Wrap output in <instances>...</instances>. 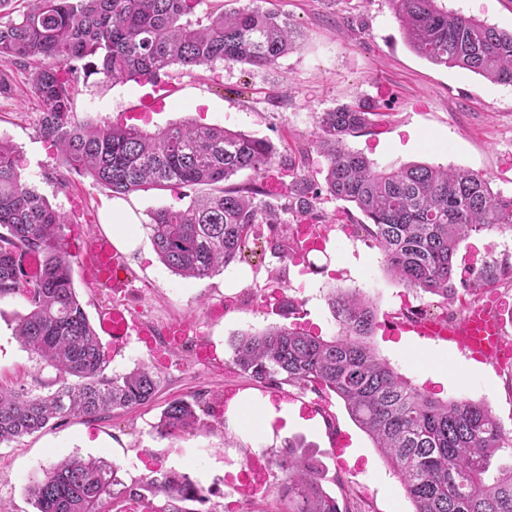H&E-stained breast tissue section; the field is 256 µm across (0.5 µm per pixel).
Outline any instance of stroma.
I'll return each mask as SVG.
<instances>
[{"instance_id": "1", "label": "stroma", "mask_w": 512, "mask_h": 512, "mask_svg": "<svg viewBox=\"0 0 512 512\" xmlns=\"http://www.w3.org/2000/svg\"><path fill=\"white\" fill-rule=\"evenodd\" d=\"M447 5L512 31V0H447ZM266 6L288 16L303 35L300 47L267 69L219 62L210 69L163 74L170 95L152 113L150 128L193 121L268 139L281 161L259 179L242 171L231 182H258L263 199L280 202L293 181L287 156H301L304 171L311 174L326 166L312 144L319 114L360 99L370 106L372 122L347 144L375 166L423 162L469 169L486 177L493 191L512 195V86L416 55L403 41L388 0H267ZM145 92L133 81L113 83L93 75L80 84L74 110L98 124L128 121L140 111ZM38 112L30 95L0 98V138L19 152L28 183L66 216L65 247L72 253L105 231L113 196L74 173L66 174V184L58 183V174H64L61 157L39 137ZM195 194L192 188L171 187L128 194L140 221L139 245L126 254L134 282L118 301L158 330L192 321L196 344H206L213 360L199 361L193 346L186 345L157 354L135 338L117 353L109 338H102L108 373L123 374L142 363L155 366L160 376L156 399L106 419L54 420L41 432L0 445V506L6 512H34L25 491L29 480L74 454L116 465L128 484L155 472L184 473L205 491L204 501L190 503L191 512H278L275 493L244 500L224 476L238 471L251 455L274 458L290 441L322 462L333 477L327 490L349 512H412L397 476L336 395L261 384L232 363L231 341L241 331L294 325L326 339L337 335L340 327L329 305L335 288L360 291L373 301L371 343L379 358L439 399L488 403L512 437V368L478 363L444 338L392 331V324L404 322L413 308L439 310L441 299L410 291L386 272L382 253L369 246L351 204L325 196L307 217L285 215L290 225L303 220L331 225L324 251L284 263L261 238L244 261L196 280L166 269L146 229L152 211L187 206ZM508 256L512 234L498 231L471 236L457 253L458 259L472 262ZM25 311L21 298L0 301V387L47 393L57 388L55 371L41 365L14 334ZM230 391L291 405L313 401L320 417L312 424L277 421L271 435L255 426L228 427L219 409ZM172 399L196 402L202 426L159 436L154 427Z\"/></svg>"}]
</instances>
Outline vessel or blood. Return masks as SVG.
Here are the masks:
<instances>
[{"mask_svg":"<svg viewBox=\"0 0 512 512\" xmlns=\"http://www.w3.org/2000/svg\"><path fill=\"white\" fill-rule=\"evenodd\" d=\"M80 261L92 272L96 287L107 293H121L131 285L125 256L107 234H99L83 246ZM503 326L497 307L485 303L470 306L464 318L446 330L439 323L426 322L423 333L429 338L450 336L461 352L497 364L512 351V344L502 335ZM98 329L117 346L133 335L143 341L149 336L131 310L118 305L100 310Z\"/></svg>","mask_w":512,"mask_h":512,"instance_id":"b4317fda","label":"vessel or blood"}]
</instances>
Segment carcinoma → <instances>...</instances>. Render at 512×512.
Wrapping results in <instances>:
<instances>
[{"label":"carcinoma","mask_w":512,"mask_h":512,"mask_svg":"<svg viewBox=\"0 0 512 512\" xmlns=\"http://www.w3.org/2000/svg\"><path fill=\"white\" fill-rule=\"evenodd\" d=\"M203 0H30L0 24V96L14 92L22 73L39 102V135L53 143L69 173L88 176L114 194L148 186L197 187L184 209L150 214V238L172 273L203 280L239 260L250 238L268 230L283 261L292 258L291 228L253 185L226 187L237 173L259 177L278 157L264 138L225 127L176 123L150 132L115 122L81 120L74 96L82 79L143 81L175 67L246 63L269 68L296 50L299 32L261 0L193 22ZM406 45L435 65L459 68L492 83L512 85V32L448 10L444 0H388ZM361 103L343 104L318 117L315 144L326 158L323 183L300 179L284 213L306 214L322 193L352 203L364 216L366 240L386 270L405 287L445 302L459 300L454 257L460 243L485 230L512 233V196L495 193L485 177L465 169L408 163L379 169L352 150L346 138L365 129ZM64 216L29 185L15 149L0 140V300L21 296L26 312L16 336L53 368L62 385L45 395L0 389V444L70 416L96 418L152 401L160 378L145 364L106 374L99 337L78 299L72 259L62 243ZM39 259L35 280L21 277L16 256ZM512 284V262L490 261L463 291ZM331 307L340 333L329 339L297 328L245 331L232 344V363L253 380L328 390L369 436L398 475L413 512H512V467L484 481L493 459L512 451L491 407L467 398L443 401L414 388L371 345L372 301L335 290ZM202 424L183 399L167 403L156 425L162 437ZM275 489L284 512H341L325 488L327 471L290 443L275 455ZM27 491L37 512H104L110 498L143 492L178 502L200 501L203 488L175 471L131 485L103 461L72 455L51 465Z\"/></svg>","instance_id":"carcinoma-1"}]
</instances>
